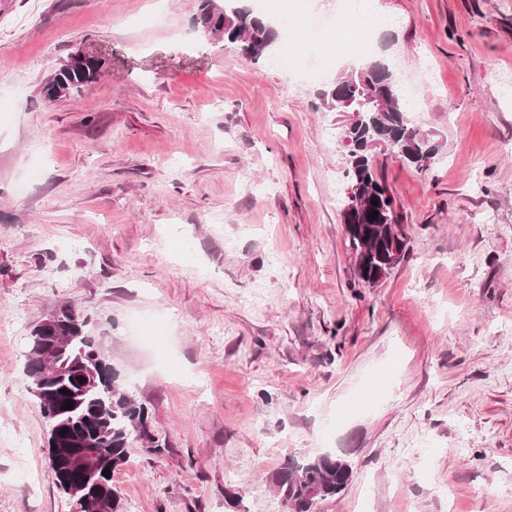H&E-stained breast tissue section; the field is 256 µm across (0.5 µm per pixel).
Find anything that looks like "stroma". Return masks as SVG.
Segmentation results:
<instances>
[{"label":"stroma","mask_w":512,"mask_h":512,"mask_svg":"<svg viewBox=\"0 0 512 512\" xmlns=\"http://www.w3.org/2000/svg\"><path fill=\"white\" fill-rule=\"evenodd\" d=\"M198 0H0V512H81L54 484L24 374L71 307L147 407L154 455L112 473L121 512H287L288 460L347 455L315 512H512V0H377L374 58L421 103L428 168L372 150L407 245L359 280L341 211L346 112L194 26ZM99 80L45 101L62 60ZM37 480H16L20 468Z\"/></svg>","instance_id":"35a3bbf8"}]
</instances>
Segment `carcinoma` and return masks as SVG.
Segmentation results:
<instances>
[{
	"label": "carcinoma",
	"mask_w": 512,
	"mask_h": 512,
	"mask_svg": "<svg viewBox=\"0 0 512 512\" xmlns=\"http://www.w3.org/2000/svg\"><path fill=\"white\" fill-rule=\"evenodd\" d=\"M196 22L211 27L224 40L237 46L250 59H259L273 47L275 34L265 17L253 10L238 8L236 0H200ZM102 62L90 56L76 64L63 60L44 81L41 93L54 101L70 93H79L101 76ZM328 112H353L355 117L345 124V130L356 143L355 153L346 156L348 191L352 198L346 202L363 201L365 206L349 212L344 218V231L349 247L357 257L356 274L369 282L374 268L388 255L392 241L405 236L395 232L398 225L394 201L377 179L370 164L369 151L376 144H385L392 155L406 159V155H434L436 148L423 132L406 118V107L399 83L390 66L372 60L363 67L337 77L322 97ZM378 200L373 206L371 200ZM378 211L377 218L368 214ZM55 334L74 337L73 345L64 358L75 360L82 353L95 350L105 358L100 345L89 336L80 314L72 308H63L53 315L51 326H36L31 334L25 375L31 385L51 397L65 384L43 376L41 351L45 336ZM98 388L86 391L79 384H71L61 403L70 402L71 409L57 408L50 421L47 456L55 448H68L84 443L93 449L90 475L76 476L63 464L50 463L54 484L68 491L66 484L82 483V494L92 499L112 500V512L121 508L120 496L112 485V477L103 470L114 471L128 456L131 437L141 433L146 451L159 453L161 448L150 433V415L146 407L137 403L121 388L118 373L96 370ZM66 434H61V430ZM353 467L349 460L336 458L333 453L292 463L278 471L272 483L287 506V512H312L314 505L341 493L350 483Z\"/></svg>",
	"instance_id": "cac0c4a2"
}]
</instances>
